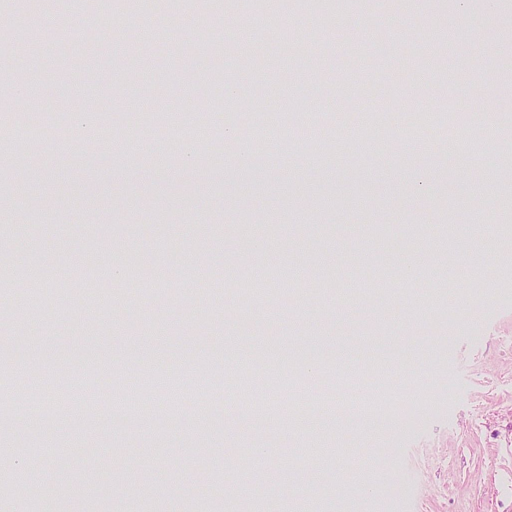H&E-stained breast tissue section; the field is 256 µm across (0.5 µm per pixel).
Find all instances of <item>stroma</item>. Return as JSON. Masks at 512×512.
<instances>
[{
    "label": "stroma",
    "instance_id": "1",
    "mask_svg": "<svg viewBox=\"0 0 512 512\" xmlns=\"http://www.w3.org/2000/svg\"><path fill=\"white\" fill-rule=\"evenodd\" d=\"M0 103L110 120L121 155L75 144L0 157V351L18 397L0 423V503L12 512H512V0H358L269 13L264 0L112 11L0 0ZM109 76L107 88L92 80ZM486 125L449 150L364 117L452 99ZM334 114L319 138L267 143L236 164L245 130ZM225 142L169 135L173 114ZM499 261L475 275L467 257ZM135 255L140 272L119 269ZM224 257L214 264L212 255ZM264 274L275 286L248 292ZM41 291L15 299L30 279ZM494 287H484L485 279ZM94 282L87 290L86 282ZM316 354L317 378L306 373ZM181 380L304 384L312 401L222 415L187 390L161 417L27 411L30 380L119 387L129 362ZM383 408L325 409L347 368ZM23 427L24 442L14 430ZM42 476L28 485L32 460ZM292 484L288 497L279 491Z\"/></svg>",
    "mask_w": 512,
    "mask_h": 512
}]
</instances>
